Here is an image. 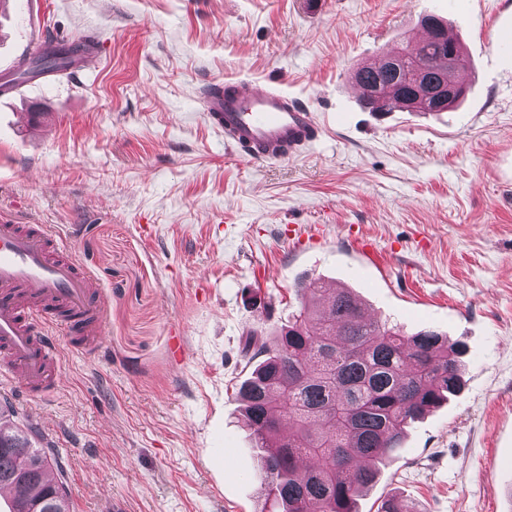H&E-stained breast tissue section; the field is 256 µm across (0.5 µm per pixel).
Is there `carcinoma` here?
Here are the masks:
<instances>
[{"mask_svg":"<svg viewBox=\"0 0 512 512\" xmlns=\"http://www.w3.org/2000/svg\"><path fill=\"white\" fill-rule=\"evenodd\" d=\"M430 37L409 52L400 69L358 65L352 78L372 112H393L409 103L415 72L428 83L454 90L432 108L446 112L465 90L455 83L467 66L461 44L446 36L432 15L422 19ZM85 41L49 47L17 79L78 64ZM454 55L446 68L439 61ZM299 306L288 324L267 341L250 331L244 356L254 363L238 388L252 439L259 451L271 512H355L356 497L372 485L380 466L401 447L407 428L458 395L463 386L464 345L435 329L407 334L396 324L365 316L348 288H323L307 280L295 288ZM47 448L32 447L6 404L0 405V484L13 490V512H71L65 488L49 483Z\"/></svg>","mask_w":512,"mask_h":512,"instance_id":"obj_1","label":"carcinoma"}]
</instances>
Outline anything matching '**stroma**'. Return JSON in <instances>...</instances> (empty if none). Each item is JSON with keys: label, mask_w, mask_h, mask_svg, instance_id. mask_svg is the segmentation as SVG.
Segmentation results:
<instances>
[{"label": "stroma", "mask_w": 512, "mask_h": 512, "mask_svg": "<svg viewBox=\"0 0 512 512\" xmlns=\"http://www.w3.org/2000/svg\"><path fill=\"white\" fill-rule=\"evenodd\" d=\"M31 2L0 13V76L40 36L90 39L100 59L0 98V222L48 225L111 298L98 353L59 339L56 393L0 387L73 512H262L243 341L287 323L315 278L467 347L462 391L408 430L359 512L394 494L512 512V47L491 37L512 0ZM428 14L465 48V98L363 110L353 67L408 47ZM226 80L283 88L319 138L239 158L203 107ZM33 104L39 134L17 120Z\"/></svg>", "instance_id": "stroma-1"}]
</instances>
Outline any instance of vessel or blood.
Segmentation results:
<instances>
[{
    "label": "vessel or blood",
    "mask_w": 512,
    "mask_h": 512,
    "mask_svg": "<svg viewBox=\"0 0 512 512\" xmlns=\"http://www.w3.org/2000/svg\"><path fill=\"white\" fill-rule=\"evenodd\" d=\"M211 122L223 129L239 157L283 159L318 136L308 108L277 87L253 90L228 80L205 100ZM105 298L73 249L44 224L0 223V359L4 377L29 396L54 394L62 383L61 331L73 347L96 353L102 343Z\"/></svg>",
    "instance_id": "1"
}]
</instances>
